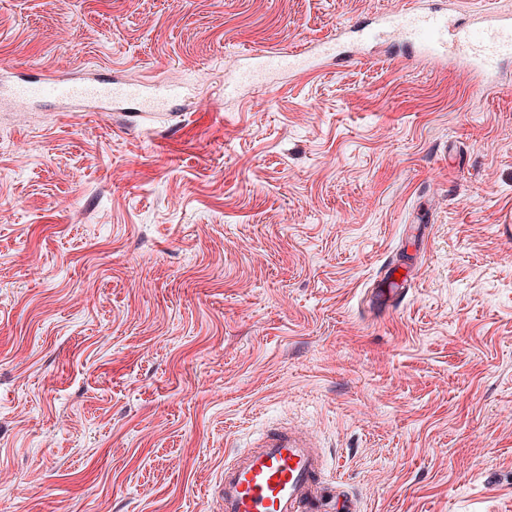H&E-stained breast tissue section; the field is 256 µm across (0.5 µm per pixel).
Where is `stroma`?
Returning <instances> with one entry per match:
<instances>
[{
    "label": "stroma",
    "mask_w": 512,
    "mask_h": 512,
    "mask_svg": "<svg viewBox=\"0 0 512 512\" xmlns=\"http://www.w3.org/2000/svg\"><path fill=\"white\" fill-rule=\"evenodd\" d=\"M405 2L0 0V65L181 91L20 109L0 77V512H223L277 422L359 512H512V60L478 98L389 51ZM256 67L243 70L239 80L248 82L256 80L260 75L272 71H293L308 68V57L303 52L270 51L259 56ZM400 267L406 271L408 270L407 265L402 263V265L387 269L384 277L374 283L375 287L371 289V299L377 307L383 309H397L400 307L402 303V300H399L401 292L410 280L408 272L400 278L396 276Z\"/></svg>",
    "instance_id": "1"
}]
</instances>
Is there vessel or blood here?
<instances>
[{"instance_id": "1", "label": "vessel or blood", "mask_w": 512, "mask_h": 512, "mask_svg": "<svg viewBox=\"0 0 512 512\" xmlns=\"http://www.w3.org/2000/svg\"><path fill=\"white\" fill-rule=\"evenodd\" d=\"M381 31L392 42L419 44L436 60H445L454 52L488 72L500 60L512 58L511 13L486 12L472 25L456 28L449 16L408 6L391 13ZM308 63L300 51H270L261 55L256 67L243 70L239 79L248 82L266 72L303 70ZM15 79L14 95L21 103L37 93L90 108L145 97L166 104L175 98L173 90L149 83H77L52 75L32 79L22 71L16 72ZM408 281V276L387 269L371 290L373 303L383 309L399 308ZM222 491L224 512H357L350 499L327 486L323 461L311 439L283 426L267 430L249 450L225 461Z\"/></svg>"}]
</instances>
